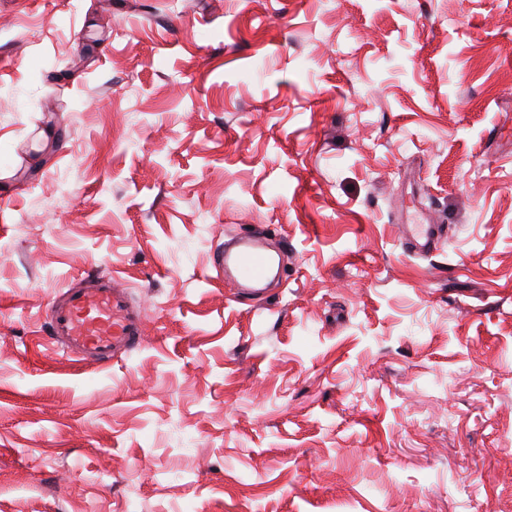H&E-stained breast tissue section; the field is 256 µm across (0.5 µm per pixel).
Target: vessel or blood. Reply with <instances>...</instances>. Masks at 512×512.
Here are the masks:
<instances>
[{
	"label": "vessel or blood",
	"mask_w": 512,
	"mask_h": 512,
	"mask_svg": "<svg viewBox=\"0 0 512 512\" xmlns=\"http://www.w3.org/2000/svg\"><path fill=\"white\" fill-rule=\"evenodd\" d=\"M445 230L442 224H407L403 236L409 251L424 256L436 249ZM271 263L262 236L253 233L242 237L235 249L221 251L215 269L241 295L248 285L265 278ZM45 323L56 349L101 367L110 366L118 354L142 341L141 318L134 313L126 289L100 273L65 288L48 304Z\"/></svg>",
	"instance_id": "1"
}]
</instances>
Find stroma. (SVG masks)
Here are the masks:
<instances>
[{"mask_svg":"<svg viewBox=\"0 0 512 512\" xmlns=\"http://www.w3.org/2000/svg\"><path fill=\"white\" fill-rule=\"evenodd\" d=\"M1 195L0 512H512V0H0ZM442 224H403V236L409 251L425 256L432 253L445 234ZM272 263V255L260 234H249L240 239L233 250L224 249L215 260V270L224 271V282L236 289V295L253 294L260 289L246 288V284L261 282ZM65 288L45 310V323L55 349L109 367L112 359L138 347L141 318L135 314L126 289L101 273L81 278Z\"/></svg>","mask_w":512,"mask_h":512,"instance_id":"35a3bbf8","label":"stroma"}]
</instances>
